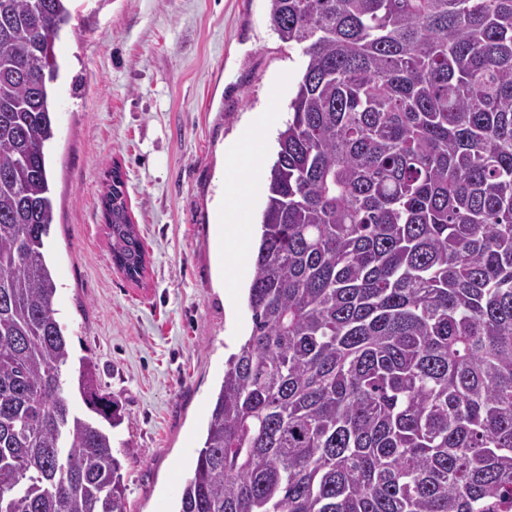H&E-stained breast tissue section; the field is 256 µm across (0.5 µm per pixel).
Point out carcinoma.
<instances>
[{"instance_id": "1", "label": "carcinoma", "mask_w": 512, "mask_h": 512, "mask_svg": "<svg viewBox=\"0 0 512 512\" xmlns=\"http://www.w3.org/2000/svg\"><path fill=\"white\" fill-rule=\"evenodd\" d=\"M71 0H0V512H126L46 262ZM302 76L176 512H512V0H269ZM112 260L145 269L120 202Z\"/></svg>"}]
</instances>
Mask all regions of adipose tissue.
<instances>
[{
  "instance_id": "ef3b65f1",
  "label": "adipose tissue",
  "mask_w": 512,
  "mask_h": 512,
  "mask_svg": "<svg viewBox=\"0 0 512 512\" xmlns=\"http://www.w3.org/2000/svg\"><path fill=\"white\" fill-rule=\"evenodd\" d=\"M278 120L274 112L252 113L223 169L224 196L219 202L214 233L218 276L229 289L243 277L255 241L247 215L256 204L264 177L265 145L258 134L274 128Z\"/></svg>"
}]
</instances>
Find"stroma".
I'll return each mask as SVG.
<instances>
[{
	"mask_svg": "<svg viewBox=\"0 0 512 512\" xmlns=\"http://www.w3.org/2000/svg\"><path fill=\"white\" fill-rule=\"evenodd\" d=\"M55 43L54 221L45 244L72 360L96 365L126 512H175L224 363L251 330L245 286L221 288L212 224L227 147L250 113L288 117L303 70L269 0H73ZM120 166L146 251L140 282L112 261L101 214Z\"/></svg>",
	"mask_w": 512,
	"mask_h": 512,
	"instance_id": "obj_1",
	"label": "stroma"
}]
</instances>
